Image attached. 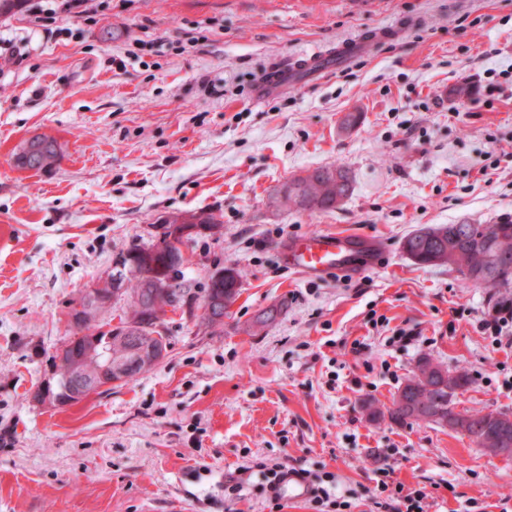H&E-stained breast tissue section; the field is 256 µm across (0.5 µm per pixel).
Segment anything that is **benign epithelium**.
Here are the masks:
<instances>
[{
  "label": "benign epithelium",
  "mask_w": 512,
  "mask_h": 512,
  "mask_svg": "<svg viewBox=\"0 0 512 512\" xmlns=\"http://www.w3.org/2000/svg\"><path fill=\"white\" fill-rule=\"evenodd\" d=\"M51 139L40 136L30 139L24 149L20 163L25 166H39L42 153L49 146ZM220 230L218 224H191L180 221L169 225L168 234H159L152 240L147 253L143 254L146 262L159 267L161 275L153 281L150 296L154 307L160 302L176 303L179 292L176 288L180 274L178 270L183 267L182 259L175 247L179 241L196 233L213 234ZM128 256L125 253L116 255L112 265L104 277L84 289L77 301L69 306L68 322L74 327L76 324L90 316L101 318L112 302L125 290L126 276L129 275ZM229 273L222 268H215L210 273L211 282L218 293L214 294L207 305V315L204 322L216 325L224 321L221 313L224 312V278ZM105 342L101 343L94 338L81 345L76 343L62 347L58 351L57 374L59 381L68 387L67 396L58 395L56 386L43 383L35 389L36 401L44 406H65L86 397V395L105 387L121 382L130 361L138 365L154 366L160 363L166 353L159 336H140L133 333L121 338L117 345L121 352H112V328L104 327Z\"/></svg>",
  "instance_id": "7a95c632"
}]
</instances>
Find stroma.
<instances>
[{
	"label": "stroma",
	"instance_id": "obj_1",
	"mask_svg": "<svg viewBox=\"0 0 512 512\" xmlns=\"http://www.w3.org/2000/svg\"><path fill=\"white\" fill-rule=\"evenodd\" d=\"M58 24L71 37L0 17V53L23 56L0 72V512H272L258 478L224 492L256 461L335 474L349 512H373L384 463L429 512H512V459L365 409L390 407L429 355L470 373L459 409L512 413V350L480 329L512 288L463 286L402 251L423 226L512 219V0H112ZM387 25L401 36L254 99L290 56ZM195 27L207 40L172 51ZM137 38L155 44L146 62L110 67ZM39 134L58 164L18 169ZM331 164L353 180L340 208L270 207L288 178ZM197 210L224 224L186 247L189 284L243 272L223 326L166 315L152 370L35 403L73 334L69 304L160 217ZM322 231L376 238L387 260L319 279L281 264L286 239Z\"/></svg>",
	"mask_w": 512,
	"mask_h": 512
}]
</instances>
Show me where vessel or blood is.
Instances as JSON below:
<instances>
[{"instance_id": "vessel-or-blood-1", "label": "vessel or blood", "mask_w": 512, "mask_h": 512, "mask_svg": "<svg viewBox=\"0 0 512 512\" xmlns=\"http://www.w3.org/2000/svg\"><path fill=\"white\" fill-rule=\"evenodd\" d=\"M399 31L391 26L377 28L365 37L336 44L332 49H313L296 54L287 67L275 71L265 89L288 86L299 79H313L324 74L328 57L346 63L362 54L372 44L398 37ZM281 262L307 277H323L331 273L342 274L374 268L384 260V249L374 239L336 232H320L288 240L279 250Z\"/></svg>"}]
</instances>
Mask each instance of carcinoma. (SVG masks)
<instances>
[{"instance_id": "1", "label": "carcinoma", "mask_w": 512, "mask_h": 512, "mask_svg": "<svg viewBox=\"0 0 512 512\" xmlns=\"http://www.w3.org/2000/svg\"><path fill=\"white\" fill-rule=\"evenodd\" d=\"M352 191V183L345 169L339 166H323L307 171L304 175L293 177L275 194L271 200L274 207L295 208L310 213L333 211L338 208V199L347 198ZM190 216L198 224L215 223L214 216L206 210L189 214L175 212L166 216L168 223L175 224L184 216ZM498 233L490 236L486 233L487 224H437L427 230L441 231L440 242H433L423 248L420 230L409 234L403 242V251L415 263L424 266H452L456 269L467 267L469 272L461 273L463 281L470 287L512 288V220L496 224ZM144 277L134 276L128 279L123 302L127 305L126 319L133 322L154 325L152 320L144 319L150 312V299L144 297ZM212 291V285L205 283L203 295L180 283L181 301L196 302L200 306ZM443 369L451 375V387L462 391L472 384V378L466 371L451 370L429 357L420 360L417 372L408 379L410 395L402 405L392 404L383 412L367 405L369 415L377 418L383 415L395 422L412 421L416 423H435L443 425L445 420H454L448 392L437 387V380H430L433 389L422 386L419 373ZM461 434L473 436V443L479 448H509L512 446V428L503 430L496 423L488 421L482 412H476L471 421L459 430Z\"/></svg>"}]
</instances>
